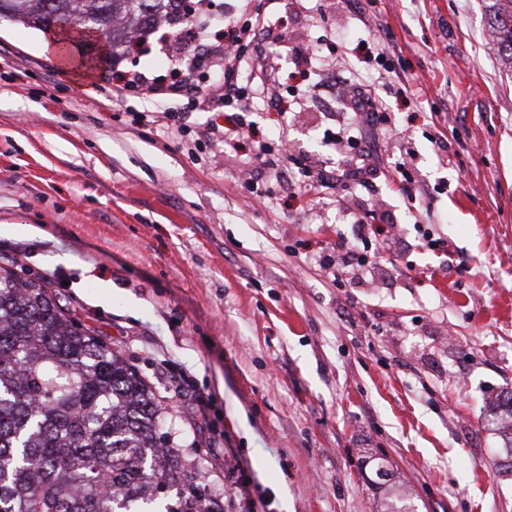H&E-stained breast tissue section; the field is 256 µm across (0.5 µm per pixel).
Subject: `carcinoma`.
Segmentation results:
<instances>
[{"label":"carcinoma","mask_w":512,"mask_h":512,"mask_svg":"<svg viewBox=\"0 0 512 512\" xmlns=\"http://www.w3.org/2000/svg\"><path fill=\"white\" fill-rule=\"evenodd\" d=\"M490 20L512 58V0ZM0 19L44 33L103 20L107 44L80 40L82 63L113 61L165 23L189 25L184 0H0ZM162 409L138 374L44 285L0 266V512H220L192 460L160 433Z\"/></svg>","instance_id":"1"}]
</instances>
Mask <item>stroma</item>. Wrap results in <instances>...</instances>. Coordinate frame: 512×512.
<instances>
[{
  "label": "stroma",
  "mask_w": 512,
  "mask_h": 512,
  "mask_svg": "<svg viewBox=\"0 0 512 512\" xmlns=\"http://www.w3.org/2000/svg\"><path fill=\"white\" fill-rule=\"evenodd\" d=\"M226 19L277 14L264 73L278 106H249L224 145V105L150 123L147 91L115 106L79 87L40 31L0 26V258L60 303L162 396L165 427L224 512H512V63L485 0H230ZM388 112L377 178L336 196L246 206L260 141L339 167L347 121L315 100L307 60ZM394 219L371 266L322 268L356 220ZM443 240L432 250L424 234ZM192 377L203 411L175 395Z\"/></svg>",
  "instance_id": "obj_1"
}]
</instances>
